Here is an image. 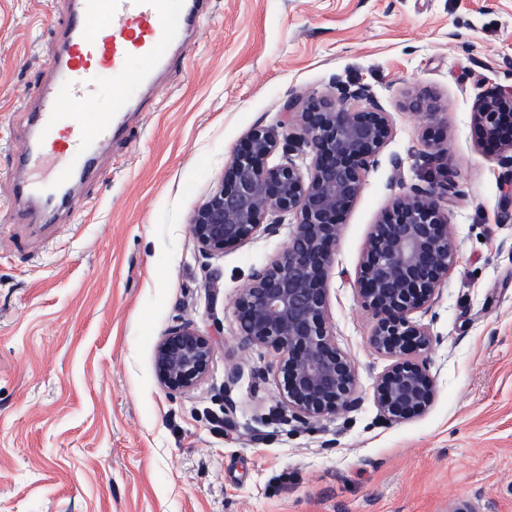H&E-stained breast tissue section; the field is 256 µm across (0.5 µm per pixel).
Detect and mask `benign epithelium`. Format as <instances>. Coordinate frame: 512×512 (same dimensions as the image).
Returning <instances> with one entry per match:
<instances>
[{"label":"benign epithelium","mask_w":512,"mask_h":512,"mask_svg":"<svg viewBox=\"0 0 512 512\" xmlns=\"http://www.w3.org/2000/svg\"><path fill=\"white\" fill-rule=\"evenodd\" d=\"M335 86L334 93L308 95L299 111L297 101H288L284 112L298 133L251 129L189 225L199 251L211 256L291 224L283 251L238 288L234 313L241 346H271L280 354L259 376L283 380L280 404L305 425L358 402L354 364L327 325L328 273L342 224L391 135L388 112L367 85ZM410 107L429 126L437 122L428 99ZM474 116L488 142L512 150V91H486ZM429 141L427 162L441 179L394 199L372 226L356 272L360 301L375 320L370 343L393 359L374 387L380 414L390 422L418 415L435 400L427 354L436 338L412 315L432 303L457 263L448 224L455 182L447 153L435 147L434 136ZM277 152L280 161L268 164ZM304 157L311 158L307 169L299 163ZM213 354L210 336L189 322L176 326L156 346L160 385L193 390L207 377Z\"/></svg>","instance_id":"obj_1"}]
</instances>
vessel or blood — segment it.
I'll return each instance as SVG.
<instances>
[{
  "label": "vessel or blood",
  "instance_id": "obj_1",
  "mask_svg": "<svg viewBox=\"0 0 512 512\" xmlns=\"http://www.w3.org/2000/svg\"><path fill=\"white\" fill-rule=\"evenodd\" d=\"M209 0H61L66 23L57 33L53 66L28 109L33 127L18 154L30 176L20 193L52 210L50 195L66 202L74 175L94 174L95 154L127 113L136 111V91L150 89L158 74L184 58ZM141 63L137 90L121 76L131 60ZM112 70V111L94 125L84 111L100 92L103 70Z\"/></svg>",
  "mask_w": 512,
  "mask_h": 512
}]
</instances>
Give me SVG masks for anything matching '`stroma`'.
Listing matches in <instances>:
<instances>
[{
	"instance_id": "obj_1",
	"label": "stroma",
	"mask_w": 512,
	"mask_h": 512,
	"mask_svg": "<svg viewBox=\"0 0 512 512\" xmlns=\"http://www.w3.org/2000/svg\"><path fill=\"white\" fill-rule=\"evenodd\" d=\"M64 20L58 0H0V512H512V220L508 174L482 147L480 94L512 87V0H210L185 60L162 73L94 178L44 224L21 216L24 107ZM370 86L392 134L341 227L328 326L360 402L306 427L279 409L274 348L239 346L233 301L287 230L203 256L189 225L246 133L334 78ZM420 95L458 194L454 269L416 313L438 342L433 405L385 421L389 358L355 283L372 224L431 181ZM191 322L210 372L172 394L155 348ZM244 373L232 393L224 373Z\"/></svg>"
}]
</instances>
